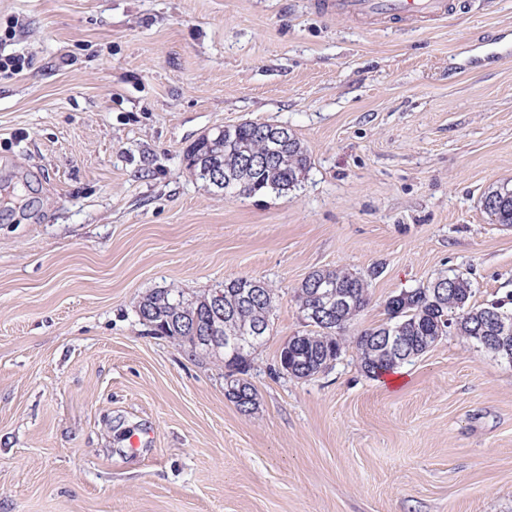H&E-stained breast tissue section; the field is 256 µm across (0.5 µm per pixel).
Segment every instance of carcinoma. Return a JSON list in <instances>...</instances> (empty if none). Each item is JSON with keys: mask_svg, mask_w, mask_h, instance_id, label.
<instances>
[{"mask_svg": "<svg viewBox=\"0 0 512 512\" xmlns=\"http://www.w3.org/2000/svg\"><path fill=\"white\" fill-rule=\"evenodd\" d=\"M269 125L245 122L231 127L229 135L219 129L201 136L186 151L187 169L197 181L220 168L231 179L224 183V194L255 196L267 192L282 193L297 187L310 167L307 149L293 134L277 145L276 161L261 159V141ZM482 207L493 224L512 227V185L501 184L482 197ZM328 290L346 306L335 311L331 320L312 318L317 298L315 289ZM224 293V317L208 306L210 294L191 296L173 288L157 289L145 295L138 306V317L153 334L179 341L182 336H208L213 328L224 334L237 332L251 324L270 322L278 295L261 280L237 276L224 279L218 287ZM472 281L460 275L444 276L422 288L411 289L386 308L383 323L354 337L361 370L378 378L404 363L413 361L431 349L436 337L453 330L478 348L495 352L486 337L495 335V324L512 325V310L500 303L476 305ZM294 299L314 330L288 339V350L279 351V359H288L292 375L310 378L312 368L324 362L333 348L346 344V331L368 305L369 284L356 273L345 270H316L296 289ZM385 336H399L391 346L376 347ZM229 400L243 413L257 404V393L240 378Z\"/></svg>", "mask_w": 512, "mask_h": 512, "instance_id": "obj_1", "label": "carcinoma"}]
</instances>
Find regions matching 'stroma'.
<instances>
[{
    "label": "stroma",
    "instance_id": "35a3bbf8",
    "mask_svg": "<svg viewBox=\"0 0 512 512\" xmlns=\"http://www.w3.org/2000/svg\"><path fill=\"white\" fill-rule=\"evenodd\" d=\"M426 26L310 0H0L28 67L0 78V512H512V364L456 334L396 391L354 346L309 379L279 351L315 270L385 303L441 275L512 307V0ZM288 127L296 188L233 197L190 144ZM275 288L241 413L222 360L152 335L143 296L229 277ZM482 207L492 224L512 227V185L503 183L488 190L482 197ZM237 391L227 398L243 413H249L257 404V393L250 382L238 378Z\"/></svg>",
    "mask_w": 512,
    "mask_h": 512
}]
</instances>
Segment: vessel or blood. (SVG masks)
Segmentation results:
<instances>
[{"instance_id":"obj_1","label":"vessel or blood","mask_w":512,"mask_h":512,"mask_svg":"<svg viewBox=\"0 0 512 512\" xmlns=\"http://www.w3.org/2000/svg\"><path fill=\"white\" fill-rule=\"evenodd\" d=\"M315 11L382 22H426L446 17L452 0H313Z\"/></svg>"}]
</instances>
